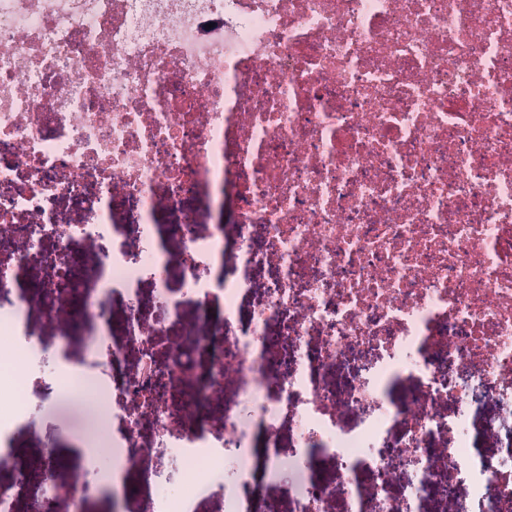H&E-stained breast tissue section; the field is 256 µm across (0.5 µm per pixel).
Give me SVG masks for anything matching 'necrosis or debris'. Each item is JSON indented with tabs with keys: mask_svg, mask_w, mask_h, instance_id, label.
<instances>
[{
	"mask_svg": "<svg viewBox=\"0 0 512 512\" xmlns=\"http://www.w3.org/2000/svg\"><path fill=\"white\" fill-rule=\"evenodd\" d=\"M4 292L0 512L91 493L14 447L36 317L74 396L119 398L114 512L132 470L189 512L171 463L224 512H275L259 469L304 473L292 512H512V432L467 416L512 409V0H0Z\"/></svg>",
	"mask_w": 512,
	"mask_h": 512,
	"instance_id": "1",
	"label": "necrosis or debris"
}]
</instances>
